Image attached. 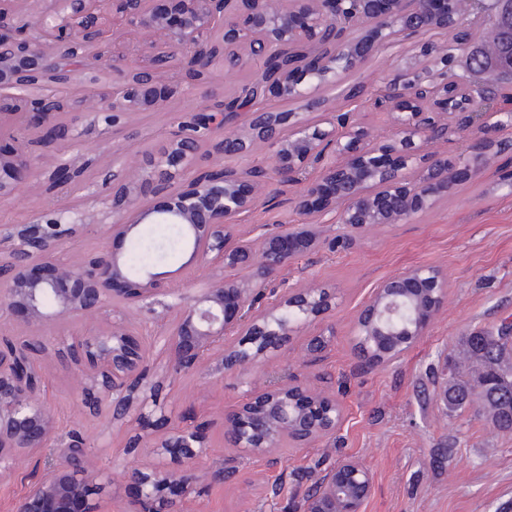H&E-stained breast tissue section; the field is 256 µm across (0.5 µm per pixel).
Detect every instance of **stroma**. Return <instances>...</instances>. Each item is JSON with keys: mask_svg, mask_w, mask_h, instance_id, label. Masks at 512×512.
<instances>
[{"mask_svg": "<svg viewBox=\"0 0 512 512\" xmlns=\"http://www.w3.org/2000/svg\"><path fill=\"white\" fill-rule=\"evenodd\" d=\"M417 43L401 40L373 50L364 65L321 89V106L305 99L288 105L274 99L268 106L291 108L313 122L321 119L323 110L352 109L357 122L377 139H385L388 126L382 115L372 112L370 100L399 69L418 61ZM355 91L360 98L354 102L350 95ZM197 105V97H175L155 111L134 115L138 136L133 140L107 138L100 123L80 126V141L92 161L84 179L99 176L96 159L105 149L117 147L141 159L158 152L173 129V114L194 112ZM300 195V185L278 186L270 202L239 217L233 235L253 240L263 229L297 223ZM81 201L78 194H26L0 202V222L21 224L35 210ZM322 230L324 246L304 252L272 286L322 285L335 292V310L294 333L277 358L244 376L168 377L160 344L137 336V343L152 353V381L161 387L159 404L148 408L145 418L121 422L89 414L78 401L71 369L51 363L43 395L60 434L75 431L93 443L99 477L90 501L97 512H123L130 490L111 480L128 468L157 462L152 444L164 432L167 415L200 427L208 444L195 471V494L185 498L179 491L171 493L180 512H294L292 505L300 501L305 487L345 457L362 462L374 476L366 512H512V431L499 430L469 411L448 414L441 400L460 339L512 315V151L496 154L478 178L464 180L454 194L410 222L348 238L329 215ZM147 231L141 224L122 239L90 229L67 240L64 250L86 260L105 248L124 260ZM422 265L437 267L447 276L446 304L428 334L399 360L364 366L353 355L361 307L384 280ZM316 340L323 350L312 362L308 349ZM285 367L342 402L339 428L302 447L235 458L224 443L225 408L264 388L268 376ZM134 440L139 446L133 450L129 444ZM55 457V449H44L19 463L10 477L0 478V512H17L21 497ZM231 457L236 474L222 482L211 480V472Z\"/></svg>", "mask_w": 512, "mask_h": 512, "instance_id": "stroma-1", "label": "stroma"}]
</instances>
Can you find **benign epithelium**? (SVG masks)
I'll return each instance as SVG.
<instances>
[{
  "instance_id": "benign-epithelium-1",
  "label": "benign epithelium",
  "mask_w": 512,
  "mask_h": 512,
  "mask_svg": "<svg viewBox=\"0 0 512 512\" xmlns=\"http://www.w3.org/2000/svg\"><path fill=\"white\" fill-rule=\"evenodd\" d=\"M0 0V116H15L23 130L38 131L41 143L62 140L71 129L56 122L64 113L124 126L130 115L159 107L161 95L189 97L192 85L166 84L171 70L200 79L227 71L224 51L244 47L251 58L271 61L255 77L259 105L225 109L222 123L206 118L219 103H205L193 120L203 135L177 129L166 144L142 162L119 149L102 152V179L87 186L92 207H58L31 214L26 224L0 225V321L22 314L23 335L39 340L40 349L0 336V475L43 448L58 449L51 468L28 488L21 512H95L89 503L96 475L91 443L77 433H58L44 400L45 378L39 361L54 356L74 365L83 404L93 415L125 419L144 414L148 399L150 353L131 341L136 322L132 309L170 301L152 317L158 323L173 313L157 338L169 352L173 375L201 371L218 354L216 371L239 375L276 356L289 336L335 308V294L320 286L290 287L264 305L259 297L276 274L299 253L321 243L307 218L334 212L351 233L383 224H400L430 207L448 189L477 172L494 155L490 133L512 128V113L500 112L486 128L481 111L484 94L463 96L452 88L447 48L458 47L462 31L448 23V0ZM124 18L154 49L141 65L140 44H117L108 35L114 16ZM512 21V0H475L468 26ZM372 26L373 41L361 46L348 39L357 25ZM440 29L448 43H422V61L396 76L374 94L375 108L386 114L389 136L375 144L367 128L351 121L350 112H327L318 122L302 112L270 111L262 104L310 98L343 68L366 61L374 47L398 35L418 37ZM307 60L305 87L293 79ZM92 84L98 92H77ZM470 116L463 147L448 158L427 155L435 140L437 119L449 112ZM211 144L218 162L197 164L201 143ZM268 152L270 166L235 167L229 158L246 157L255 144ZM27 146L0 147V201L20 191L45 186L55 192L73 183L89 165L78 144L46 172ZM397 152L398 167L377 152ZM318 175L310 179V168ZM305 184L296 212L300 223L267 230L261 245L231 243L230 229L244 213L265 203L266 183ZM165 196L162 209L140 206L148 196ZM139 224H178L186 232L193 259L215 269L205 287L187 295L164 288L160 274L133 275L108 250L91 262L64 259L66 240L97 226L114 237ZM46 268L47 274L38 270ZM250 271L246 279L224 276L228 269ZM448 298L445 275L417 266L384 281L358 314L356 342L360 361L379 366L401 356L427 335ZM72 343L55 348L58 336ZM237 341L228 344L226 337ZM501 401L512 405V375L495 372ZM340 401L287 374L264 391L224 414V433L245 455H266L285 439L305 444L336 433L343 419ZM168 434L155 442L174 465L134 467L121 475L133 488L129 512H174L169 491L195 490L191 472L205 449L202 432L164 418ZM374 490L372 472L355 459L327 469L304 498L299 512H365Z\"/></svg>"
}]
</instances>
